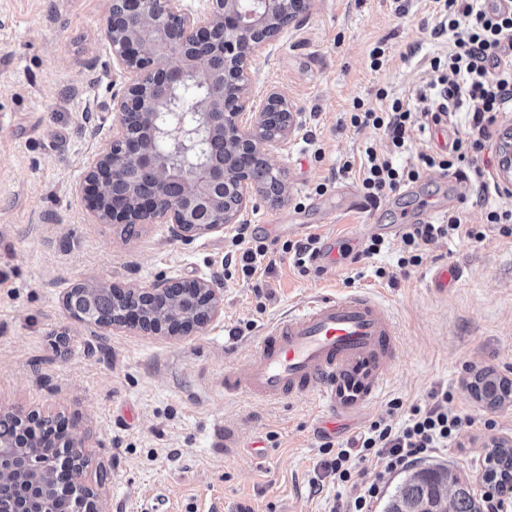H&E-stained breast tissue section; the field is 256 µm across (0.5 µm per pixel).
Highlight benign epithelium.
Segmentation results:
<instances>
[{
    "mask_svg": "<svg viewBox=\"0 0 512 512\" xmlns=\"http://www.w3.org/2000/svg\"><path fill=\"white\" fill-rule=\"evenodd\" d=\"M184 0H111L104 38L126 81L112 92V138L87 167L80 192L102 224H167L173 236L191 241L236 223L246 205L288 198L284 170L270 163V148L297 127L298 112L273 91L260 105L252 100V66L289 27L306 16L311 0H208L194 13ZM195 79L197 97L173 96ZM501 178L512 190V145L503 141ZM89 288H113L151 303L182 292L199 303L195 322L150 324L129 309L119 326L170 336L202 330L223 306L219 285L204 279H158L143 287L88 281ZM61 418L38 411L0 409V420L19 426L26 440L42 424ZM58 470L67 477L62 492L72 512H100L97 496L79 482L82 441L71 430L57 431ZM33 488H18L9 512H32Z\"/></svg>",
    "mask_w": 512,
    "mask_h": 512,
    "instance_id": "benign-epithelium-1",
    "label": "benign epithelium"
}]
</instances>
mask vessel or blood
<instances>
[{
	"instance_id": "obj_1",
	"label": "vessel or blood",
	"mask_w": 512,
	"mask_h": 512,
	"mask_svg": "<svg viewBox=\"0 0 512 512\" xmlns=\"http://www.w3.org/2000/svg\"><path fill=\"white\" fill-rule=\"evenodd\" d=\"M342 242L323 237L314 256L335 265ZM398 332L383 303L363 291L325 296L270 325L245 374L226 371L224 392L279 402L311 393L328 427L358 416L378 399L396 359Z\"/></svg>"
}]
</instances>
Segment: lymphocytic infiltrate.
<instances>
[{
  "instance_id": "1",
  "label": "lymphocytic infiltrate",
  "mask_w": 512,
  "mask_h": 512,
  "mask_svg": "<svg viewBox=\"0 0 512 512\" xmlns=\"http://www.w3.org/2000/svg\"><path fill=\"white\" fill-rule=\"evenodd\" d=\"M437 2L440 20L434 33L448 36L451 49L447 59L435 58L430 63L439 74L435 111L420 116L404 100L396 98L386 110L378 112L364 108L357 100L350 123L357 129L371 127L382 131L395 152L406 149L413 131L440 126L455 112H469V127L454 140L448 152L419 153L415 166L393 165L374 148H366L362 187L368 199L417 181L423 167L454 172L471 181L480 197L502 191L478 160L492 145L498 113L512 105V7L477 6L473 0ZM461 231L469 239L482 238L481 233L463 228L457 212L449 214L443 224L408 225L402 235L400 265H419L421 244ZM448 399L447 392L433 393L431 402L411 406L407 419L397 428L383 419L372 422L356 447L323 446L320 466L339 485L357 484L365 466L376 468L374 480L351 498L347 512H374V505L394 472L448 449L473 427L470 415L449 409Z\"/></svg>"
}]
</instances>
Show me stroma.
<instances>
[{
	"label": "stroma",
	"instance_id": "1",
	"mask_svg": "<svg viewBox=\"0 0 512 512\" xmlns=\"http://www.w3.org/2000/svg\"><path fill=\"white\" fill-rule=\"evenodd\" d=\"M431 0H312L253 66V95L278 90L299 110L298 125L270 155L283 168L284 203L247 207L237 224L267 237L270 269L244 278L225 267L239 255L237 224L192 242L163 224L137 234L99 223L78 184L89 158L109 138L110 96L123 75L104 39L110 0H0V407L64 414L86 441V483L103 512H346L354 496L317 479L321 448H339L379 418L401 424L405 410L433 391L476 423L461 446L436 454L482 496L484 458L493 440L512 439V398L488 407L470 392L476 374L512 381V237L486 223L490 209L512 210V196L476 203L469 181L421 169L417 182L368 201L358 164L365 147L387 153L385 135L355 129L354 100L380 110L377 92L431 110L418 93L434 81L429 66L447 55ZM384 45L387 60L371 69ZM468 122L457 113L441 131L414 132L395 160L454 141ZM353 170L339 175L344 161ZM328 190L317 194L316 187ZM465 209L481 241L442 238L423 245L419 266L400 268V236L366 254L372 224H435ZM274 224L291 225L271 237ZM355 238L336 267H297L285 242ZM457 271L447 294L431 275ZM166 277L218 279L220 313L184 336L99 329L75 320L62 299L74 284L103 280L145 286ZM363 290L381 299L400 332L397 357L375 403L337 430L322 429V409L307 395L266 403L224 393V373L243 370L263 330L296 305ZM403 407L390 411L392 400ZM232 445H225V433Z\"/></svg>",
	"mask_w": 512,
	"mask_h": 512
}]
</instances>
